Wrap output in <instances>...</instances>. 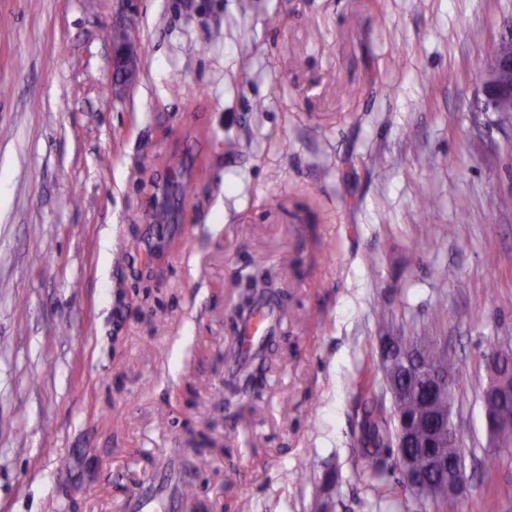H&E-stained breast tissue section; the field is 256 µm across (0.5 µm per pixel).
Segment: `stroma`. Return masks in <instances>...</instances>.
I'll use <instances>...</instances> for the list:
<instances>
[{"instance_id":"stroma-1","label":"stroma","mask_w":512,"mask_h":512,"mask_svg":"<svg viewBox=\"0 0 512 512\" xmlns=\"http://www.w3.org/2000/svg\"><path fill=\"white\" fill-rule=\"evenodd\" d=\"M121 19L139 79L116 90ZM510 19L512 0H0V512H121L177 450L207 504L182 512H436L359 453L390 327L442 337L466 380L453 415L492 468L456 512H512L480 398L512 339V121L474 109ZM173 153L199 174L167 224ZM258 261L288 318L243 429L214 395Z\"/></svg>"}]
</instances>
